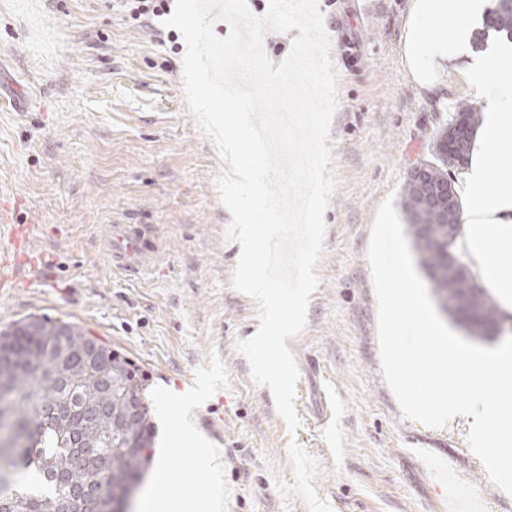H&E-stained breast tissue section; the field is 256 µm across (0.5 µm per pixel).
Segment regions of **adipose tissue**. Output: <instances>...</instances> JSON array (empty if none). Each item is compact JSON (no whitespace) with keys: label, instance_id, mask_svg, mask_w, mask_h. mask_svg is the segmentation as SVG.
Masks as SVG:
<instances>
[{"label":"adipose tissue","instance_id":"adipose-tissue-1","mask_svg":"<svg viewBox=\"0 0 512 512\" xmlns=\"http://www.w3.org/2000/svg\"><path fill=\"white\" fill-rule=\"evenodd\" d=\"M487 0H413L405 42L412 75L434 86L438 61L466 57L464 80L483 122L474 159L462 174L466 259L512 312V279L500 269L512 256V42L497 41L482 56L473 48L474 20Z\"/></svg>","mask_w":512,"mask_h":512}]
</instances>
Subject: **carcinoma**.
I'll return each mask as SVG.
<instances>
[{"label":"carcinoma","mask_w":512,"mask_h":512,"mask_svg":"<svg viewBox=\"0 0 512 512\" xmlns=\"http://www.w3.org/2000/svg\"><path fill=\"white\" fill-rule=\"evenodd\" d=\"M485 18L479 48L492 33L512 41V0H494ZM429 173L455 188L442 160ZM417 194L407 179L402 205L419 263L448 316L470 337L488 339L502 324L500 309L474 277L459 278L458 267H468L457 250L461 232L450 237L434 213L414 214ZM91 342L74 323L37 316L0 331V512H104L144 472L152 434L143 379L107 347L122 372L104 387L83 356ZM131 395L141 416L117 430L114 419Z\"/></svg>","instance_id":"1"}]
</instances>
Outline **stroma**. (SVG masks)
Returning a JSON list of instances; mask_svg holds the SVG:
<instances>
[{"label":"stroma","instance_id":"stroma-1","mask_svg":"<svg viewBox=\"0 0 512 512\" xmlns=\"http://www.w3.org/2000/svg\"><path fill=\"white\" fill-rule=\"evenodd\" d=\"M412 0H319L339 106L330 128L337 188L324 214L319 284L302 333L290 433L235 344L258 307L233 288L214 143L188 112L181 33L135 20L121 0H0V226L24 224L34 258L9 277L0 330L28 317L70 321L145 378L156 426L142 488L164 512H207L204 460L222 458L220 512H512V493L471 450L472 423L405 419L380 368L367 250L376 210L431 159L466 59L433 89L405 55ZM114 224H142L159 250L136 276L115 272ZM186 418L193 436L179 441ZM454 470L432 474L429 460ZM194 496L172 501L164 472Z\"/></svg>","mask_w":512,"mask_h":512}]
</instances>
